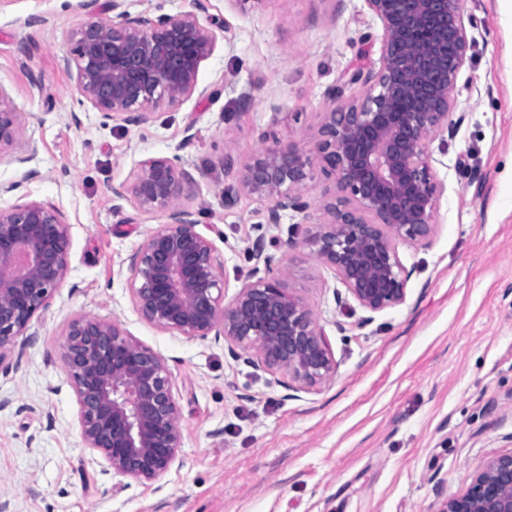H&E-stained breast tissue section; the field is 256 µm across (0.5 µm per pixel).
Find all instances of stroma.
<instances>
[{
    "mask_svg": "<svg viewBox=\"0 0 512 512\" xmlns=\"http://www.w3.org/2000/svg\"><path fill=\"white\" fill-rule=\"evenodd\" d=\"M217 38L197 89L133 126L78 102L67 32L95 15L84 0H0V84L25 115L22 159L0 161V207L38 201L69 227L70 272L0 361V498L9 512H438L493 456L512 453V0H465L469 59L449 131L428 152L443 187L429 246L399 245L403 304L346 310L345 288L301 246L307 214L264 221L266 201L235 170L259 135L313 148L328 92L348 70L379 66L380 24L365 0H207ZM197 173L189 205L216 225L224 299L248 281L257 238L309 305L336 362L311 390L289 389L220 341L160 330L139 314L129 257L164 219L114 190L142 160ZM96 317L157 352L174 380L182 446L159 481L121 484L86 447L62 362L69 322Z\"/></svg>",
    "mask_w": 512,
    "mask_h": 512,
    "instance_id": "stroma-1",
    "label": "stroma"
}]
</instances>
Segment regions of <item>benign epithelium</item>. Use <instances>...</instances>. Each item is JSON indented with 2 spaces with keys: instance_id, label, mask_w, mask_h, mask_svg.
I'll use <instances>...</instances> for the list:
<instances>
[{
  "instance_id": "7a95c632",
  "label": "benign epithelium",
  "mask_w": 512,
  "mask_h": 512,
  "mask_svg": "<svg viewBox=\"0 0 512 512\" xmlns=\"http://www.w3.org/2000/svg\"><path fill=\"white\" fill-rule=\"evenodd\" d=\"M126 0H108L111 21L70 30L67 68H75L80 103L105 120L146 124L160 107L192 96L199 66L213 51L216 17L194 10L133 14ZM381 27L380 67L347 72L363 93L324 113L315 147L305 149L273 131L238 172L240 189L270 202L265 223L282 213L306 214L305 192L317 173L330 182L321 196L328 218L311 222L301 246L370 313L404 303L411 272L397 246L429 244L442 194L428 154L431 135L448 128L452 90L468 60L464 0H365ZM24 113L0 85V158L14 152ZM193 174L169 158L143 160L120 187L144 213L166 222L131 257L129 289L149 324L191 340L224 338L230 354L294 389H311L336 372L335 360L310 307L287 288L288 270L274 266L264 240L248 249L250 282L224 304V275L209 233L184 205ZM68 225L53 205L37 201L0 208V362L25 335L70 269ZM63 367L77 395L86 447L112 474L140 484L164 476L182 443L180 409L164 359L117 324L72 319ZM438 512H512V455L490 458L461 494Z\"/></svg>"
}]
</instances>
